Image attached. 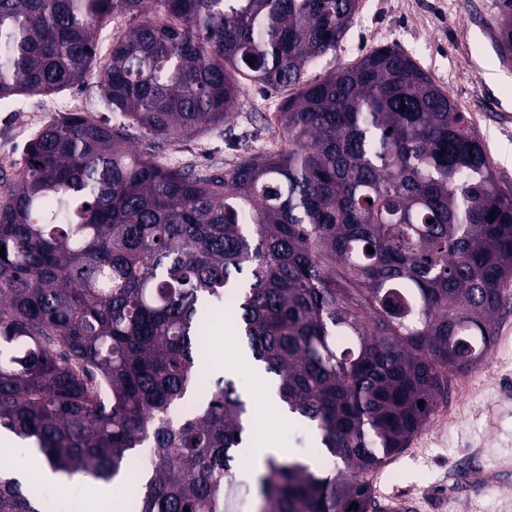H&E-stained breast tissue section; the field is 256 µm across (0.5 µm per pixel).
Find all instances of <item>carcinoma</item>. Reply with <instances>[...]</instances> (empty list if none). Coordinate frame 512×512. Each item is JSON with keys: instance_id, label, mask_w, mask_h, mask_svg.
<instances>
[{"instance_id": "obj_1", "label": "carcinoma", "mask_w": 512, "mask_h": 512, "mask_svg": "<svg viewBox=\"0 0 512 512\" xmlns=\"http://www.w3.org/2000/svg\"><path fill=\"white\" fill-rule=\"evenodd\" d=\"M358 6L0 0V101L95 71L120 117L37 129L0 201V428L53 469L110 483L147 448L134 512H233L240 497L250 512H369V476L491 352L512 194L471 122L397 47L304 79ZM498 45L511 60L512 0ZM245 80L286 93L279 149L204 174L155 160L224 124ZM226 302L281 406L344 469L269 456L256 493L237 479L250 404L224 378L197 387L200 313ZM45 510L0 465V512Z\"/></svg>"}]
</instances>
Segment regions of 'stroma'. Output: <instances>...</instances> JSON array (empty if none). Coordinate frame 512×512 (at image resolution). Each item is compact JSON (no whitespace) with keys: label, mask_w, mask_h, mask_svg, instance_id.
I'll use <instances>...</instances> for the list:
<instances>
[{"label":"stroma","mask_w":512,"mask_h":512,"mask_svg":"<svg viewBox=\"0 0 512 512\" xmlns=\"http://www.w3.org/2000/svg\"><path fill=\"white\" fill-rule=\"evenodd\" d=\"M502 0H360L354 21L336 51L305 77L316 80L356 63L373 49L395 46L441 85L477 131L500 187L512 192V61L499 56ZM241 108L223 125L178 144L164 145L160 163L196 169H227L277 146L274 120L279 96L244 85ZM77 113L111 120L100 103L96 77L51 95L17 96L0 108V179L14 177L32 133L49 121ZM203 378L226 377L253 401L270 375L256 376L227 313L208 322ZM444 415L426 427L376 472L377 489L415 499L417 512H512V300L501 310L489 356L454 376ZM258 446H273L286 460L333 468L308 425L272 417L253 422ZM61 512H103L93 505L96 480L41 481Z\"/></svg>","instance_id":"35a3bbf8"}]
</instances>
